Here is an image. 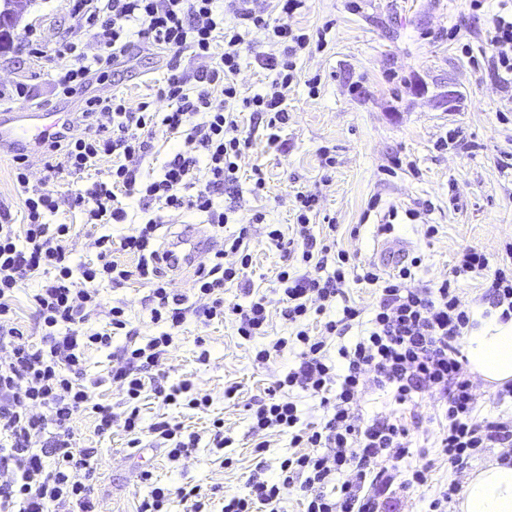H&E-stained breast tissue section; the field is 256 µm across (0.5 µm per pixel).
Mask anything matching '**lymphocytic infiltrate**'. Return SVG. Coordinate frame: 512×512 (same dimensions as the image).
Segmentation results:
<instances>
[{
    "label": "lymphocytic infiltrate",
    "mask_w": 512,
    "mask_h": 512,
    "mask_svg": "<svg viewBox=\"0 0 512 512\" xmlns=\"http://www.w3.org/2000/svg\"><path fill=\"white\" fill-rule=\"evenodd\" d=\"M305 2L277 0L272 15L256 9L254 0H229L225 6L220 0H75V24L93 27L99 51L88 54L76 41L51 48V56L60 61L54 78L60 93L73 95L135 50L155 48L171 58L153 94L168 109L134 110L122 96H97L81 114L82 132L60 128L44 145L48 173L96 172L90 187L73 201L88 223L129 226L119 240L98 237L95 260L72 264L66 248L71 227L51 221L59 210L57 199L31 185L25 168L16 172L22 227L12 224L10 213L0 212V512H97L91 485L97 451L77 447L69 423L85 414L94 418L98 434L111 433L112 412L94 398L101 381L88 377L86 354L111 347L113 335L130 324L124 304L104 305L100 285L137 279L150 288L151 320L160 331L145 345L124 348V365L111 369L108 378L125 391L124 429L131 436L130 447H138L139 433L149 431L163 440L173 462L189 456L199 437L167 419L143 425L138 406L142 394L150 387L164 404L193 410L207 408L210 400L193 393L186 381L169 387L148 385L143 370L168 354L176 333L191 317L205 325L229 312L236 316L243 339L265 335L264 300L224 304L226 284L245 281L252 266L243 237L225 239L208 264L195 267L196 294L205 300L196 307L168 286L170 268L178 260L164 250L159 231L166 211L205 215L217 229L227 224L228 215L216 207L213 194L233 182L247 145L235 114L252 113L271 130L287 124L286 92L295 80L298 54L310 44L309 35L288 19ZM485 40L495 78L512 86V12L495 16ZM246 52L273 75L265 92L250 97L241 96L234 82ZM186 53L210 59V67L187 75L178 64ZM102 115L108 116V123H99ZM159 130L183 137L185 149L145 178L139 165L152 155ZM104 161L109 164L105 170L100 167ZM201 168L206 171L202 178L197 175ZM135 195L157 203L158 213L129 222L124 200ZM293 203L296 223L291 234L266 223L262 212L252 217L253 223L264 225L270 246L300 254L305 269L286 267L278 274L281 315L296 325V334L261 346L254 356L256 363L265 365L292 346L298 361L251 407L252 432L286 433L292 452L281 461L277 480L249 479L247 494L223 496L221 512H281L282 491L294 485L303 492L304 512H388L397 491L427 481L428 467L408 472L400 467L412 441L407 420L397 413L398 407L417 404L423 397L433 402L441 423L436 446L451 466L467 467L489 448H511L512 416L477 418L478 395L462 375L464 333L476 320L455 280L484 270L485 255L464 252L451 277L434 288L410 285L421 257L401 260L389 272L364 264L355 279L377 291L370 319L346 304L329 320L325 313L342 294L350 256L333 252L314 233L310 216L316 196L298 191ZM118 251L133 256L134 265L115 260ZM228 253L237 255L236 264L225 265ZM38 274L44 281L32 301L42 336L35 346L11 320L15 294ZM101 309L105 325L90 329L91 315ZM314 313L325 318L318 336L307 327ZM360 323L365 329L356 341L339 346L336 358H329L327 338L343 336ZM369 388L385 392L395 412L361 421L359 399ZM297 390L319 400L326 411L322 421L303 420L293 397ZM48 430L53 433L50 466L31 446L34 437ZM142 479L151 491L136 512H170L176 502L186 512H212L210 497L200 486L173 489L154 480L149 471Z\"/></svg>",
    "instance_id": "f902f5d3"
}]
</instances>
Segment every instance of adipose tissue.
I'll return each mask as SVG.
<instances>
[{"label": "adipose tissue", "instance_id": "1", "mask_svg": "<svg viewBox=\"0 0 512 512\" xmlns=\"http://www.w3.org/2000/svg\"><path fill=\"white\" fill-rule=\"evenodd\" d=\"M468 370L485 385L512 380V320L492 319L466 338ZM458 512H512V464L494 462L466 480Z\"/></svg>", "mask_w": 512, "mask_h": 512}]
</instances>
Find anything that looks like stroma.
I'll use <instances>...</instances> for the list:
<instances>
[{"label":"stroma","instance_id":"obj_1","mask_svg":"<svg viewBox=\"0 0 512 512\" xmlns=\"http://www.w3.org/2000/svg\"><path fill=\"white\" fill-rule=\"evenodd\" d=\"M72 5L73 0H30L11 48L0 52V84L25 82L31 105L43 112L78 113L85 110L88 98L115 92L131 107H138L166 72V57L151 51L112 66L105 78L91 82L79 94L65 97L57 91L52 81L57 62L45 55V47L78 35L88 52L97 50L90 28H75ZM503 6V0H484L478 11L471 9L470 0H307L291 17L293 27L312 32L326 29V42L297 61V80L287 92L286 126L273 134L256 127L249 113L239 115L238 124L249 144L238 160L236 182L214 195L229 216L215 244L223 245L225 237L247 229L246 243L253 258L250 290L227 285L224 301L245 305L251 298L264 297L268 339L285 338L294 331L281 315L277 275L283 266L296 268L300 262L285 259L269 246L262 226L251 224L250 219L260 210L267 223L290 231L295 222L291 199L297 190L318 195L319 210L312 224L332 219L336 249L360 264L378 261L384 237L377 224L383 217L394 216V238L405 242L408 252L422 256L421 265L413 271L412 286H435L450 276L464 249H476L485 254L487 267L458 283L462 301L474 307L496 271L512 268V258L504 250L512 242V112L504 109L512 92L460 52L465 42L475 56L487 53L485 31ZM452 29L458 31L459 41L449 40ZM316 75L321 85L313 95L307 81ZM450 134L455 143L441 148V141ZM325 148L335 158L334 166H325L321 157ZM25 164L32 181L44 182L59 199L52 221L71 225L66 246L73 263L95 259L100 235L116 237L125 232L122 224L90 227L72 207L87 178L45 179L43 150L36 146L27 147ZM258 169L266 187L257 195L253 186ZM428 224L438 229L429 239L424 236ZM101 294L105 302L125 303L137 336H114L111 348L87 354L89 377L102 381L95 399L110 405L115 416L111 434L97 435L94 419L87 416L71 425L79 447L98 451L92 486L100 512H135L149 491L141 478L145 470L173 488L217 487L227 494L246 492L253 476L275 480L281 460L290 451L289 439L274 429L254 435L249 408L295 363V352L258 365L253 361L255 342L238 336L233 319L206 327L188 320L170 355L152 372L166 386L190 380L210 398V407L201 412L167 406L150 390L140 402L144 424L167 417L199 436L188 458L172 462L147 432L138 449L129 448V435L123 429L124 392L105 379L108 370L121 362L129 342L145 343L158 332L150 319L149 289L132 280L116 287L103 285ZM203 348L209 352L204 364L197 360ZM231 385L239 391L228 400L224 390ZM216 418L223 419L231 447L213 446L211 429ZM261 439L269 448L254 454L253 446ZM501 454V449H487L467 469L451 468L442 457H434L427 483L402 492L400 512H424L449 480L465 482L471 470L483 468ZM228 456L233 457V466L225 465Z\"/></svg>","mask_w":512,"mask_h":512}]
</instances>
